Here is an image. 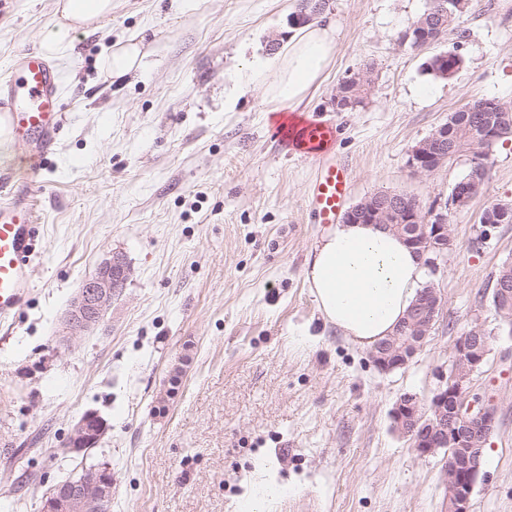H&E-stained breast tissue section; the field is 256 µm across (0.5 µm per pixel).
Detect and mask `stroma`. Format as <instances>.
Returning a JSON list of instances; mask_svg holds the SVG:
<instances>
[{
	"instance_id": "obj_1",
	"label": "stroma",
	"mask_w": 512,
	"mask_h": 512,
	"mask_svg": "<svg viewBox=\"0 0 512 512\" xmlns=\"http://www.w3.org/2000/svg\"><path fill=\"white\" fill-rule=\"evenodd\" d=\"M54 2L0 0V76L55 30ZM298 4L112 0L98 29L53 55L65 122L34 197L33 290L0 332V512H41L50 488L99 464L112 470L110 512H244L270 484L267 512H444V451L419 456L391 410L406 393L430 400L478 323L490 352L471 390L498 414L471 512H512V326L492 302L512 224L480 222L512 204V140L491 148L482 193L448 210L454 243L430 276L442 309L426 346L381 372L324 323L304 279L327 230L308 216L315 162L277 145L262 86L237 91L254 55L286 42ZM425 8L331 0L319 17L338 42L300 110L335 124L349 204L381 190L444 204L469 155L418 172L414 146L473 99L512 103V0H469L457 31L414 48L402 34ZM131 42L138 73L108 79L107 57ZM446 51L463 63L442 79L426 64ZM362 72V103L338 111L337 87ZM111 257L130 269L124 287L94 330L64 341L72 298ZM89 411L104 436L66 453Z\"/></svg>"
}]
</instances>
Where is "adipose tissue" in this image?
<instances>
[{
  "label": "adipose tissue",
  "instance_id": "obj_1",
  "mask_svg": "<svg viewBox=\"0 0 512 512\" xmlns=\"http://www.w3.org/2000/svg\"><path fill=\"white\" fill-rule=\"evenodd\" d=\"M112 11V0H55L57 29L46 39L59 52L68 32L89 29ZM336 44V29L310 23L284 51L258 58L246 82L262 83L275 105L299 107L322 83ZM426 277L424 258L380 224L342 221L313 246L305 280L325 323L354 345L369 349L393 335Z\"/></svg>",
  "mask_w": 512,
  "mask_h": 512
}]
</instances>
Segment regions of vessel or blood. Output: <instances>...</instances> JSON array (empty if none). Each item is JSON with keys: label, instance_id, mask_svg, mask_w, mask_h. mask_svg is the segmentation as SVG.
<instances>
[{"label": "vessel or blood", "instance_id": "1", "mask_svg": "<svg viewBox=\"0 0 512 512\" xmlns=\"http://www.w3.org/2000/svg\"><path fill=\"white\" fill-rule=\"evenodd\" d=\"M1 126L15 144L23 146L26 162L22 183L0 202V326L8 328L30 297L31 260L39 237L31 185L41 175L63 127L57 78L42 52H19L7 75L0 77ZM276 134L281 144L317 162L310 214L314 223H335L350 190L348 168L334 158L335 125L298 112H284Z\"/></svg>", "mask_w": 512, "mask_h": 512}]
</instances>
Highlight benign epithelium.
<instances>
[{
	"label": "benign epithelium",
	"instance_id": "obj_1",
	"mask_svg": "<svg viewBox=\"0 0 512 512\" xmlns=\"http://www.w3.org/2000/svg\"><path fill=\"white\" fill-rule=\"evenodd\" d=\"M447 146L448 127L445 126L434 135V140L413 151V168L418 172L438 169L444 165ZM476 189L475 180L457 183L450 205L467 206L474 199ZM346 219L370 221L403 232L406 243L427 257L426 266L433 272L453 247L447 213L434 209L426 213L419 205L397 208L388 195L356 204L346 211ZM504 223H512L511 205L496 206L483 217L486 227ZM128 275L122 260L110 258L83 281L67 311L65 340L76 339L99 324ZM495 306L503 319L512 318V266L509 264L495 282ZM441 307L439 290L431 283L426 284L399 333L370 351L372 363L383 372L405 367L425 345ZM488 352L489 336L482 326L476 325L456 341L453 367L429 404L421 403L413 394H405L392 410L395 428L412 438L419 455L447 450L444 512H470V497L481 476L483 449L494 430L496 407L493 400L471 394L472 375ZM105 428V421L98 414H84L69 435L68 450L79 453L95 446ZM55 491L56 512H102L112 498V477L107 470L91 468L76 481L56 485Z\"/></svg>",
	"mask_w": 512,
	"mask_h": 512
}]
</instances>
